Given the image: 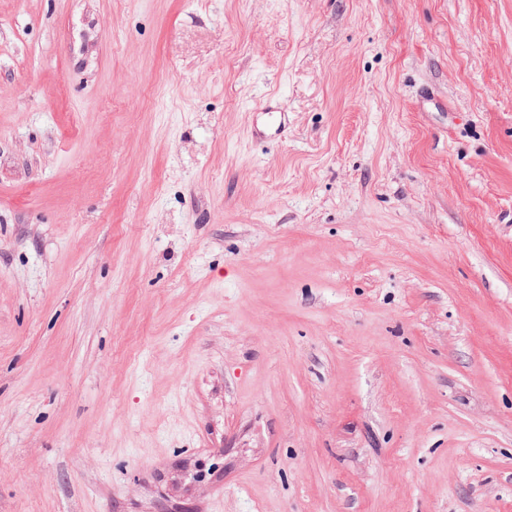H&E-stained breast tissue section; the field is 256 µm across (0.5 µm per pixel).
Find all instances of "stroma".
Instances as JSON below:
<instances>
[{
    "instance_id": "stroma-1",
    "label": "stroma",
    "mask_w": 512,
    "mask_h": 512,
    "mask_svg": "<svg viewBox=\"0 0 512 512\" xmlns=\"http://www.w3.org/2000/svg\"><path fill=\"white\" fill-rule=\"evenodd\" d=\"M178 507L512 512V0H0V512ZM260 119L252 128V135L257 139H269L281 136L286 128L285 113L273 107L268 102L260 104L257 109Z\"/></svg>"
}]
</instances>
